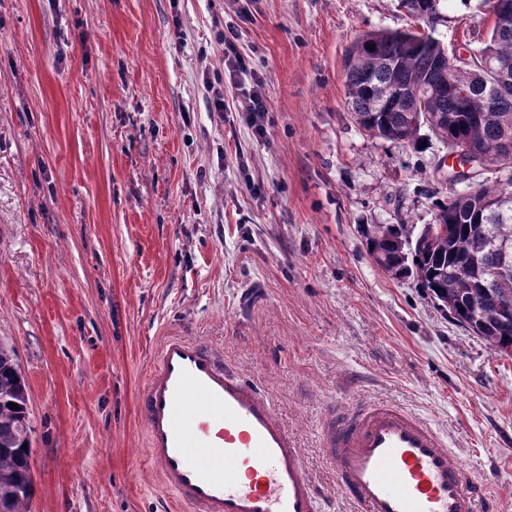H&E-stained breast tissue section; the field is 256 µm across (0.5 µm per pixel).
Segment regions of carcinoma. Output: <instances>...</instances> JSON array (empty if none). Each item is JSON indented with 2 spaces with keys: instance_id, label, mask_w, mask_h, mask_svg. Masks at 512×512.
Wrapping results in <instances>:
<instances>
[{
  "instance_id": "1",
  "label": "carcinoma",
  "mask_w": 512,
  "mask_h": 512,
  "mask_svg": "<svg viewBox=\"0 0 512 512\" xmlns=\"http://www.w3.org/2000/svg\"><path fill=\"white\" fill-rule=\"evenodd\" d=\"M421 23L437 15L439 0H402ZM481 57L442 78L447 55L431 32L371 30L348 47L345 89L350 114L370 136L416 144L425 128L438 141L494 148L512 143V19L494 22ZM501 73L481 70L484 58ZM469 89L466 101L448 93V82ZM441 231L413 236L403 224H376L371 256L396 278H413L454 322L490 348L512 352V174L493 183L475 180L467 193L436 203ZM15 403L18 409L9 408ZM32 433L24 378L15 352L0 345V512H29Z\"/></svg>"
}]
</instances>
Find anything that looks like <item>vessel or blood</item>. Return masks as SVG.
I'll list each match as a JSON object with an SVG mask.
<instances>
[{"label": "vessel or blood", "instance_id": "obj_1", "mask_svg": "<svg viewBox=\"0 0 512 512\" xmlns=\"http://www.w3.org/2000/svg\"><path fill=\"white\" fill-rule=\"evenodd\" d=\"M145 452L186 512H325L295 435L263 390L206 344L165 337L140 399ZM321 446L354 512H498L441 434L366 402L327 413ZM210 458L224 466H207Z\"/></svg>", "mask_w": 512, "mask_h": 512}]
</instances>
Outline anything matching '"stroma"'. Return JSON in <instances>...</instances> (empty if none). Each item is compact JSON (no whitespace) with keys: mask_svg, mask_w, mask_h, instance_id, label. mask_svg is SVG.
Instances as JSON below:
<instances>
[{"mask_svg":"<svg viewBox=\"0 0 512 512\" xmlns=\"http://www.w3.org/2000/svg\"><path fill=\"white\" fill-rule=\"evenodd\" d=\"M483 0H441L449 53ZM400 0H0V344L31 420L30 512H180L145 454L139 397L162 337L191 336L260 386L332 506V408L394 403L512 512V354L370 256L369 224L432 223L448 148L369 136L346 103L361 32ZM261 77L254 135L221 35Z\"/></svg>","mask_w":512,"mask_h":512,"instance_id":"obj_1","label":"stroma"}]
</instances>
